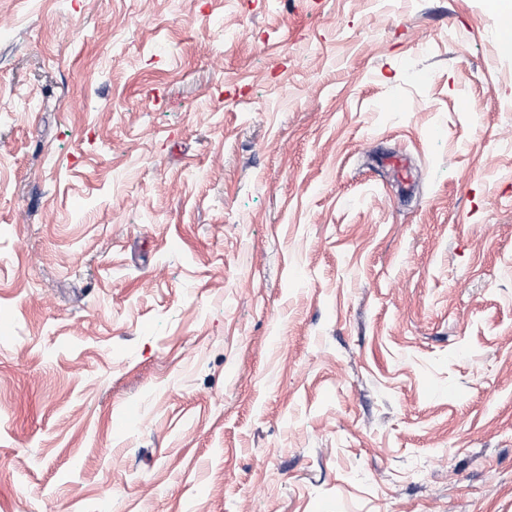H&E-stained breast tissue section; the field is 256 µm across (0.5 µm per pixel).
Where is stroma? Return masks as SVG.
I'll return each mask as SVG.
<instances>
[{
	"label": "stroma",
	"instance_id": "1",
	"mask_svg": "<svg viewBox=\"0 0 512 512\" xmlns=\"http://www.w3.org/2000/svg\"><path fill=\"white\" fill-rule=\"evenodd\" d=\"M0 25V512H512L490 0Z\"/></svg>",
	"mask_w": 512,
	"mask_h": 512
}]
</instances>
